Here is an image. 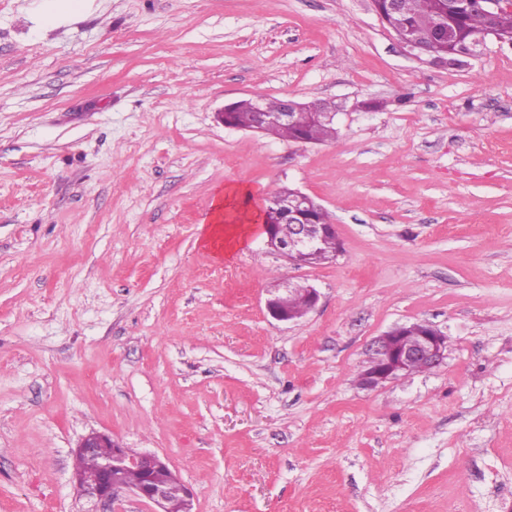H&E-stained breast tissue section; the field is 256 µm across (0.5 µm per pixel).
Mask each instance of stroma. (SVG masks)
Instances as JSON below:
<instances>
[{
    "mask_svg": "<svg viewBox=\"0 0 512 512\" xmlns=\"http://www.w3.org/2000/svg\"><path fill=\"white\" fill-rule=\"evenodd\" d=\"M0 0V512H87L85 435L166 459L193 512H512V44L417 59L370 0ZM336 105L335 140L225 127ZM284 187L342 250L206 246ZM320 293L301 320L270 289ZM426 322L439 366L358 385ZM280 100L281 99L278 98L266 100L265 106L270 112H267L265 106L262 103V100L253 101V109L256 113V120L254 121L253 125L252 122L254 113L248 100H242L236 103L230 112L231 118L234 124L238 127L246 129L252 126L249 128V130L258 133H264L266 127L271 124H280L269 126L266 129L265 134L275 135L287 141H295L302 136H307L311 140L322 143L334 140L336 138L337 130L333 123L319 122L312 125H306V123L310 122L311 120H317L321 114H326L330 117L332 115H336L335 112L328 110L321 112L322 107H326L332 110L336 107L335 104L323 101L324 104H322L320 108L319 101H313L308 102L302 106L293 99L284 98L281 101L280 107ZM231 106L232 105H229L221 112H218L217 118L223 125L227 127L238 128L234 126L227 118V111ZM278 109L279 111L275 112ZM301 124L305 125L304 128L292 127ZM295 142L313 144V142L305 139L297 140ZM247 195L244 190L225 191L218 193L215 197L208 222L211 224L210 234L207 237V245L216 251L224 252V249L230 253L236 246L242 244L244 240L254 232L258 223L261 221L259 213L250 211L240 222L244 225L224 226V213L233 208L241 195ZM299 297L302 304L297 306ZM318 300L319 293L312 285L288 280L269 291L265 308L272 319L290 322L305 317L316 307Z\"/></svg>",
    "mask_w": 512,
    "mask_h": 512,
    "instance_id": "1",
    "label": "stroma"
}]
</instances>
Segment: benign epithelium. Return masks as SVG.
<instances>
[{
	"label": "benign epithelium",
	"mask_w": 512,
	"mask_h": 512,
	"mask_svg": "<svg viewBox=\"0 0 512 512\" xmlns=\"http://www.w3.org/2000/svg\"><path fill=\"white\" fill-rule=\"evenodd\" d=\"M479 8L492 21L502 12L512 10V0H479ZM253 109L256 120L251 130L258 133L265 132L271 124L295 126L316 120L323 113L334 115L332 111H321L317 101L302 106L289 98L282 99L277 112L267 111L260 100L253 101ZM319 208L320 203L300 191L282 198H271L263 207L261 229L266 235L267 245L296 269L316 266L325 239L336 233L334 224L310 222V214ZM318 300L316 288L288 280L269 291L265 308L272 319L290 322L305 317L316 307ZM447 352L448 337L433 326L413 324L397 327L376 337L370 344L368 365L360 375L359 385L372 389L409 374L418 366L432 369L443 362ZM103 446L112 448V451L100 460L95 471L75 473L83 496L109 506L120 492L131 491L154 504V512H173L174 503L164 484L151 481L131 485L120 480L121 473L129 468L149 472L168 467L163 458L156 454L134 453L101 433L85 436L77 445L76 453H91Z\"/></svg>",
	"instance_id": "1"
}]
</instances>
